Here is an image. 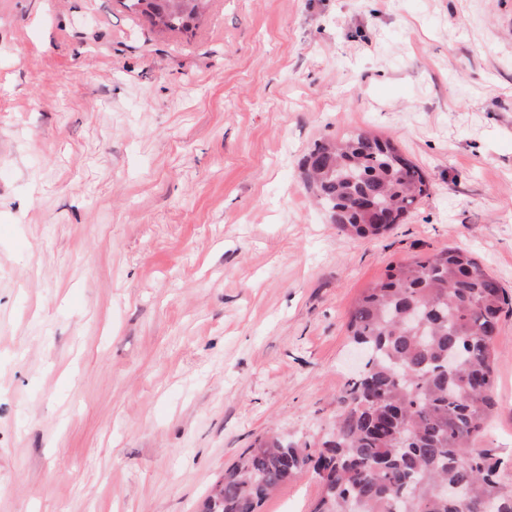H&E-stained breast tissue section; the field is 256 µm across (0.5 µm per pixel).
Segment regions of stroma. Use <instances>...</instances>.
Wrapping results in <instances>:
<instances>
[{
    "mask_svg": "<svg viewBox=\"0 0 512 512\" xmlns=\"http://www.w3.org/2000/svg\"><path fill=\"white\" fill-rule=\"evenodd\" d=\"M352 129L433 184L355 239L299 162ZM460 247L512 296V0H0V512H199L256 439L318 445L354 302ZM476 447L512 491V311ZM313 472L260 512H312ZM209 0H124L132 14L144 17L157 33L188 31L204 12Z\"/></svg>",
    "mask_w": 512,
    "mask_h": 512,
    "instance_id": "1",
    "label": "stroma"
}]
</instances>
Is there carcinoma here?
Instances as JSON below:
<instances>
[{
  "label": "carcinoma",
  "mask_w": 512,
  "mask_h": 512,
  "mask_svg": "<svg viewBox=\"0 0 512 512\" xmlns=\"http://www.w3.org/2000/svg\"><path fill=\"white\" fill-rule=\"evenodd\" d=\"M209 0H123L157 33L187 31ZM327 168L305 170L314 201L349 236H381L354 208L358 197L401 219L430 183L389 139L350 131L314 143ZM509 304L504 288L461 248H444L389 267L349 311L352 344L367 354L331 433L314 448L278 438L224 470L220 494L203 512H257L297 473L312 468L321 494L313 512H512L499 461L473 448L492 414L494 337ZM458 366L448 369V358Z\"/></svg>",
  "instance_id": "1"
}]
</instances>
